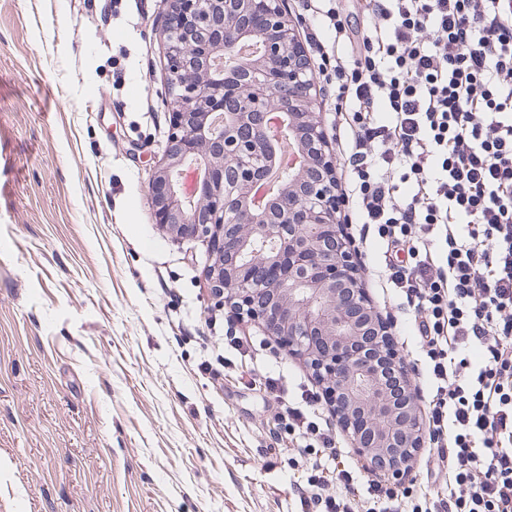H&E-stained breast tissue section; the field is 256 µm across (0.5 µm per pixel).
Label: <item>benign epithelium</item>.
<instances>
[{
	"mask_svg": "<svg viewBox=\"0 0 512 512\" xmlns=\"http://www.w3.org/2000/svg\"><path fill=\"white\" fill-rule=\"evenodd\" d=\"M158 28L172 99L164 161L149 183L157 223L201 238L214 299L261 323L305 361L357 455L402 484L423 428L409 371L362 285L342 224L335 161L316 109L322 90L285 0H167ZM257 38L263 62L212 78L216 57ZM275 114L291 130L298 171L259 204ZM198 171L187 194L188 166Z\"/></svg>",
	"mask_w": 512,
	"mask_h": 512,
	"instance_id": "benign-epithelium-1",
	"label": "benign epithelium"
}]
</instances>
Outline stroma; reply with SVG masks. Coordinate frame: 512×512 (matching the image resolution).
Instances as JSON below:
<instances>
[{
    "label": "stroma",
    "mask_w": 512,
    "mask_h": 512,
    "mask_svg": "<svg viewBox=\"0 0 512 512\" xmlns=\"http://www.w3.org/2000/svg\"><path fill=\"white\" fill-rule=\"evenodd\" d=\"M166 0H0V512H300L273 402L315 386L262 324L224 339L205 241L154 219ZM121 79H113V64ZM430 383L394 290L365 281ZM224 354L240 380L201 365Z\"/></svg>",
    "instance_id": "obj_1"
}]
</instances>
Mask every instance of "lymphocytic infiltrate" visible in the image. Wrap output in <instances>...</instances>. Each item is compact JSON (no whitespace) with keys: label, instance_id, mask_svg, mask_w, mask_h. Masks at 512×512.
<instances>
[{"label":"lymphocytic infiltrate","instance_id":"f902f5d3","mask_svg":"<svg viewBox=\"0 0 512 512\" xmlns=\"http://www.w3.org/2000/svg\"><path fill=\"white\" fill-rule=\"evenodd\" d=\"M347 140L351 221L384 246L431 380L430 496L341 467L301 390L275 418L301 512H512V0H300Z\"/></svg>","mask_w":512,"mask_h":512}]
</instances>
